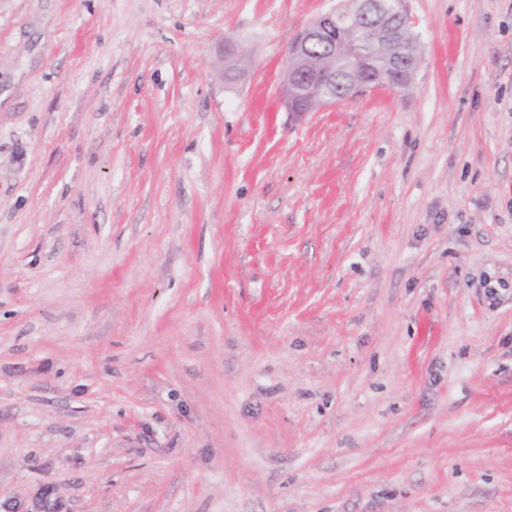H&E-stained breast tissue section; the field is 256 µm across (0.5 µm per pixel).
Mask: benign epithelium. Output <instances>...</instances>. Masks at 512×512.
Returning a JSON list of instances; mask_svg holds the SVG:
<instances>
[{"mask_svg":"<svg viewBox=\"0 0 512 512\" xmlns=\"http://www.w3.org/2000/svg\"><path fill=\"white\" fill-rule=\"evenodd\" d=\"M401 0H348L319 15L290 43L280 88L294 120L372 88L404 90L421 63L396 16Z\"/></svg>","mask_w":512,"mask_h":512,"instance_id":"obj_1","label":"benign epithelium"}]
</instances>
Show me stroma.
<instances>
[{"label":"stroma","mask_w":512,"mask_h":512,"mask_svg":"<svg viewBox=\"0 0 512 512\" xmlns=\"http://www.w3.org/2000/svg\"><path fill=\"white\" fill-rule=\"evenodd\" d=\"M338 2L0 0L1 502L512 512V0L293 120Z\"/></svg>","instance_id":"stroma-1"}]
</instances>
